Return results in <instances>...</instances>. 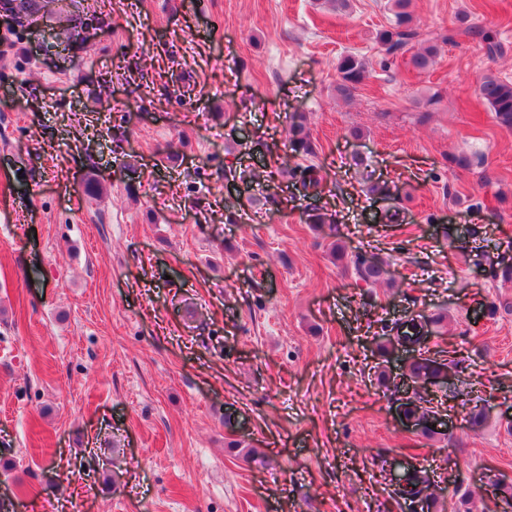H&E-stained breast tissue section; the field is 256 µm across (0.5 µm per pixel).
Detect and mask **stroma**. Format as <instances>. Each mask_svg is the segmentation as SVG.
Returning a JSON list of instances; mask_svg holds the SVG:
<instances>
[{
    "mask_svg": "<svg viewBox=\"0 0 512 512\" xmlns=\"http://www.w3.org/2000/svg\"><path fill=\"white\" fill-rule=\"evenodd\" d=\"M8 3L0 512H410L397 460L432 471L438 512L465 490L508 512L512 283L487 260L512 261V131L475 88L512 81V0H411L423 32L464 12L507 48L443 43L425 71L376 43L388 0H42L26 23ZM346 53L369 66L349 98ZM294 112L315 152L268 171ZM309 166L333 220L318 231ZM337 246L383 259L385 282ZM440 312L428 345L459 378L428 391L448 424L429 439L396 410L404 353L377 339Z\"/></svg>",
    "mask_w": 512,
    "mask_h": 512,
    "instance_id": "1",
    "label": "stroma"
}]
</instances>
